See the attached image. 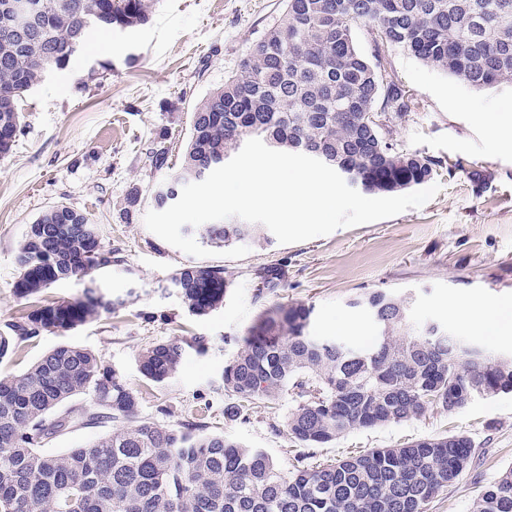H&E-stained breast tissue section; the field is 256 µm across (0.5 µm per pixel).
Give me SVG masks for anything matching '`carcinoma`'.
Segmentation results:
<instances>
[{"label":"carcinoma","mask_w":512,"mask_h":512,"mask_svg":"<svg viewBox=\"0 0 512 512\" xmlns=\"http://www.w3.org/2000/svg\"><path fill=\"white\" fill-rule=\"evenodd\" d=\"M16 0H0V128L20 132L19 103L85 47L91 29H132L149 20V0H33L40 6L25 37L6 40ZM364 28L373 58L359 49ZM398 47L474 89L512 84V0H284L280 21L239 70L194 107L180 172L155 194L171 205L178 188L224 165L247 139L301 153L363 191L394 194L427 182L440 162L403 149L389 123L415 105L384 64ZM163 141L151 167L169 168ZM131 187L123 216L137 211ZM207 243L261 239L256 224H205ZM21 298L112 265L96 225L60 205L31 225L16 255ZM189 313L205 316L224 301V272L188 265L170 278ZM385 341L352 348L309 334L314 307L303 302L263 312L224 366V389L245 405L294 402L288 434L305 448L341 435L409 421L431 406L454 413L472 397L512 393V367L486 353L477 363L446 326L412 317L411 298L376 290L358 301ZM112 303L94 290L36 308L0 332V362L43 331L65 332L97 319ZM185 348L162 341L137 360L147 380L177 374ZM91 396L92 417L118 423L93 443L41 450L72 416L56 410ZM138 395L86 348L61 344L28 370L0 376V512H426V505L472 462L474 441L454 434L377 448L283 473L262 448H249L191 422L166 427L140 416ZM472 512H512V468L491 483Z\"/></svg>","instance_id":"cac0c4a2"}]
</instances>
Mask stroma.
Here are the masks:
<instances>
[{"mask_svg":"<svg viewBox=\"0 0 512 512\" xmlns=\"http://www.w3.org/2000/svg\"><path fill=\"white\" fill-rule=\"evenodd\" d=\"M282 10V0H153L146 25L87 44L23 99L22 129L0 158V330L22 313L78 298L88 288L112 308L70 331L42 332L1 361L0 372H22L60 344L87 348L137 392L142 417L167 426L205 423L209 431L265 449L287 473L301 451L286 428L290 398L255 402L239 417L226 413L235 398L224 389V367L238 340L264 309L306 302L315 307L310 335L368 346L377 329L356 302L376 289L412 295L416 318L444 325L457 321L453 302L512 300V133L487 129L478 115L484 106L512 105V86L477 90L389 49V68L416 99L394 123L393 137L438 160L432 181L439 193L422 207L307 241H252L239 259L190 256L150 232L144 215L154 209L158 187L180 170L194 105L238 71ZM160 138L170 167L157 172L148 153ZM474 170L482 182L472 181ZM134 185L140 205L128 220L122 208ZM57 205L85 213L115 262L19 298L18 245ZM196 263L223 269L230 282L223 304L205 316L191 315L169 286L177 269ZM270 268L279 271L281 285L265 291L262 275ZM197 338L204 352L192 349ZM166 340L188 351L174 379L154 384L140 374L137 358ZM111 431L108 422L76 420L42 449L62 452ZM453 434L474 439V462L427 512H471L484 489L512 468V394L477 398L452 414L432 406L418 419L346 433L310 449L309 457L320 463Z\"/></svg>","mask_w":512,"mask_h":512,"instance_id":"35a3bbf8","label":"stroma"}]
</instances>
